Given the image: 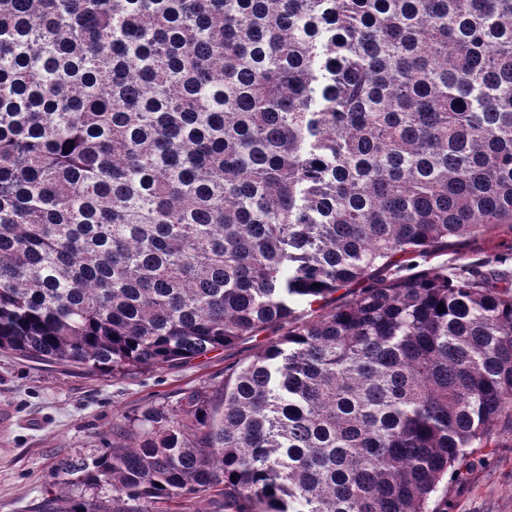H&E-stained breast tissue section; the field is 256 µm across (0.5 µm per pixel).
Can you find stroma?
<instances>
[{
    "instance_id": "stroma-1",
    "label": "stroma",
    "mask_w": 512,
    "mask_h": 512,
    "mask_svg": "<svg viewBox=\"0 0 512 512\" xmlns=\"http://www.w3.org/2000/svg\"><path fill=\"white\" fill-rule=\"evenodd\" d=\"M257 342L220 349L172 369L95 373L68 364L38 365L0 354V512H44L52 500L112 489L61 487L55 466L67 455L100 454L112 427L151 405L174 400L184 387L224 382L229 358H245ZM468 480L452 487L448 512H512V447L476 449Z\"/></svg>"
}]
</instances>
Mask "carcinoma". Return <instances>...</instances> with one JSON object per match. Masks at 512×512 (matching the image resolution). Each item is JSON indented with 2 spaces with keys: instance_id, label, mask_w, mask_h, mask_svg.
Segmentation results:
<instances>
[{
  "instance_id": "carcinoma-1",
  "label": "carcinoma",
  "mask_w": 512,
  "mask_h": 512,
  "mask_svg": "<svg viewBox=\"0 0 512 512\" xmlns=\"http://www.w3.org/2000/svg\"><path fill=\"white\" fill-rule=\"evenodd\" d=\"M492 230L512 0H0V351L277 337L61 460L113 495L52 512H443L512 440V273L431 263Z\"/></svg>"
}]
</instances>
